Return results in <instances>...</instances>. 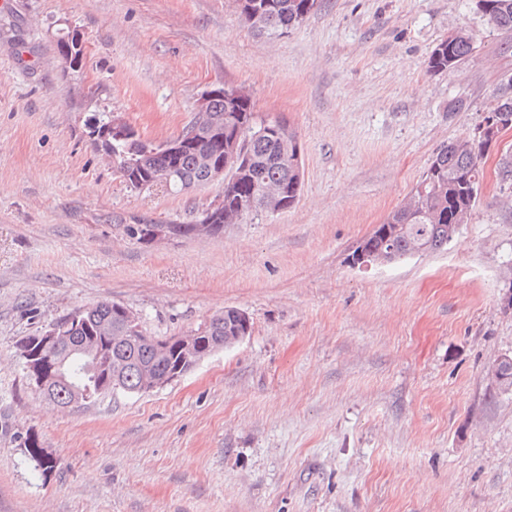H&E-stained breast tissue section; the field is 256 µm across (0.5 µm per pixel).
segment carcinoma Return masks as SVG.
<instances>
[{
  "instance_id": "obj_1",
  "label": "carcinoma",
  "mask_w": 512,
  "mask_h": 512,
  "mask_svg": "<svg viewBox=\"0 0 512 512\" xmlns=\"http://www.w3.org/2000/svg\"><path fill=\"white\" fill-rule=\"evenodd\" d=\"M484 2L489 11L488 22L498 30L512 31V0H476ZM244 23L251 29L268 35H283L316 9L318 0H238ZM474 50L473 36L458 40H441L431 52L428 68L433 72L455 69L464 63ZM211 113L224 117V140L212 135H196L201 120H195L183 131L193 136L194 143L178 156L167 153L164 144L112 135V164L117 169L131 168L139 174L141 183L136 188L153 186L154 174L167 175L164 187L172 192L201 188L211 183L209 169L201 165L200 157L211 158L216 166L225 160L224 144L238 143L237 166L229 168L224 177V213L232 218L239 201L248 199L252 207L245 216L265 212L262 192L280 187L284 192V208L298 201L302 188V172L295 158L301 151L297 134L288 130L284 119H263L254 111L250 97L224 95L209 102ZM469 140H456L441 148L431 159L427 170L413 187L402 206L377 225L357 249L372 255L378 264L393 263L409 256L442 250L459 232L458 215H471L476 204L480 181L483 178L482 159L468 147ZM425 186L420 194L419 186ZM127 307L119 302H101L82 309L79 324L71 330L73 336H100L104 325L122 328L121 335L133 336L131 343L112 346V360L124 364V375L119 390L140 394V370L150 366L165 377L182 362L181 353L172 348L166 358L156 359L155 339L144 334L141 323L125 325ZM251 323L245 313L226 308L224 313L211 317L204 325L201 352L210 354L218 344L224 348L235 345L239 336L250 334ZM493 376L498 385L512 388V357L503 356L493 365ZM67 384L57 390V398L68 399L69 387L74 385L89 391V398L102 395L100 389L107 383V368L90 367L84 361L72 360L66 369ZM26 451L37 465L48 470L53 461L42 455L34 437L27 438Z\"/></svg>"
}]
</instances>
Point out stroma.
<instances>
[{
    "mask_svg": "<svg viewBox=\"0 0 512 512\" xmlns=\"http://www.w3.org/2000/svg\"><path fill=\"white\" fill-rule=\"evenodd\" d=\"M68 24L86 42L75 70ZM461 28L470 59L429 72ZM511 78L512 33L473 0H320L279 37L237 0H0V512H512V389L488 377L512 356V130L445 250L350 263ZM222 85L296 131L297 203L138 243L125 225L196 222L224 184L131 188L88 117L161 142ZM112 300L159 339L227 307L252 331L151 392L54 408L21 342Z\"/></svg>",
    "mask_w": 512,
    "mask_h": 512,
    "instance_id": "1",
    "label": "stroma"
}]
</instances>
